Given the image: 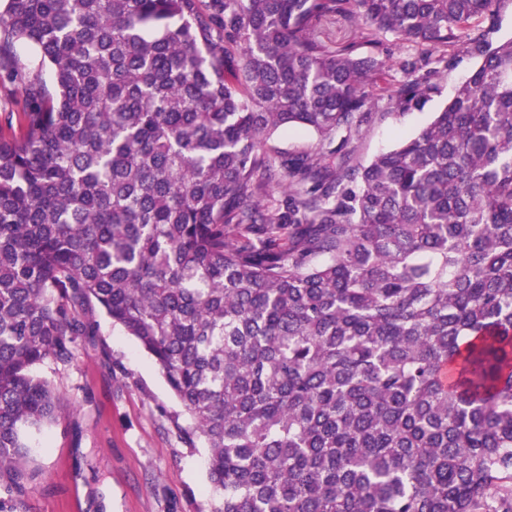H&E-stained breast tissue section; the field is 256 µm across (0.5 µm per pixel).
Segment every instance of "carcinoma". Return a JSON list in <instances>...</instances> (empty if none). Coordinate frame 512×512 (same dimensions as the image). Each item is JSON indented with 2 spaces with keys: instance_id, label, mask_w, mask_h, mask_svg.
<instances>
[{
  "instance_id": "1",
  "label": "carcinoma",
  "mask_w": 512,
  "mask_h": 512,
  "mask_svg": "<svg viewBox=\"0 0 512 512\" xmlns=\"http://www.w3.org/2000/svg\"><path fill=\"white\" fill-rule=\"evenodd\" d=\"M502 2L6 0L0 53L40 60L0 128V512L61 419L35 368L96 308L185 408L217 512H512ZM336 13L359 40L316 38ZM463 52L434 121L360 162L374 85L420 110ZM319 138L311 132L284 133L276 135L271 143L279 149L295 151L302 149L314 150Z\"/></svg>"
}]
</instances>
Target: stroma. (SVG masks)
Instances as JSON below:
<instances>
[{"instance_id":"1","label":"stroma","mask_w":512,"mask_h":512,"mask_svg":"<svg viewBox=\"0 0 512 512\" xmlns=\"http://www.w3.org/2000/svg\"><path fill=\"white\" fill-rule=\"evenodd\" d=\"M478 58L460 54L441 92L424 110L394 117L376 91L374 121L363 130L359 161L427 127ZM95 345L77 361L48 363L63 418L35 445L31 464L44 474L27 486L18 512H216L203 443L179 434L187 415L153 359L102 313Z\"/></svg>"}]
</instances>
